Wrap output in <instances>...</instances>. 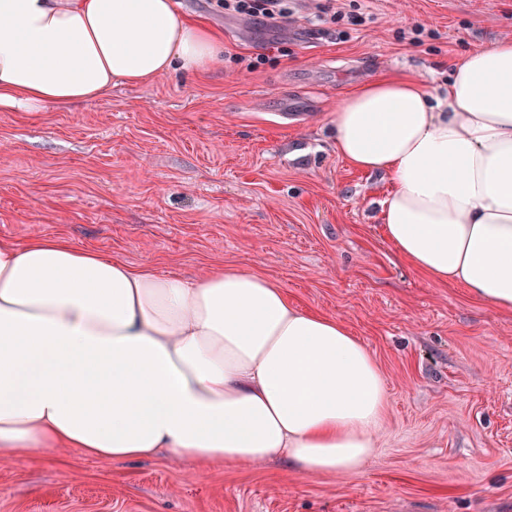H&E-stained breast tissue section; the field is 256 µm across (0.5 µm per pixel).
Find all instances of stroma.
<instances>
[{"label":"stroma","instance_id":"stroma-1","mask_svg":"<svg viewBox=\"0 0 512 512\" xmlns=\"http://www.w3.org/2000/svg\"><path fill=\"white\" fill-rule=\"evenodd\" d=\"M173 2L223 36V60L91 103L0 109V241L270 278L371 352L387 390L375 452L336 475L0 456V512H512V312L401 259L379 219L387 176L352 167L330 132L348 89L389 72L444 84L466 49L512 39V0H336L364 21L333 39Z\"/></svg>","mask_w":512,"mask_h":512}]
</instances>
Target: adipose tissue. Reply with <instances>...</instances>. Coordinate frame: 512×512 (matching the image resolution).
Masks as SVG:
<instances>
[{"mask_svg": "<svg viewBox=\"0 0 512 512\" xmlns=\"http://www.w3.org/2000/svg\"><path fill=\"white\" fill-rule=\"evenodd\" d=\"M223 52L172 0H0V108L96 101ZM331 124L340 156L387 175L397 254L512 311V40L470 49L441 86L364 83ZM385 404L365 344L267 277L186 282L62 237L0 244V452L358 473Z\"/></svg>", "mask_w": 512, "mask_h": 512, "instance_id": "obj_1", "label": "adipose tissue"}]
</instances>
